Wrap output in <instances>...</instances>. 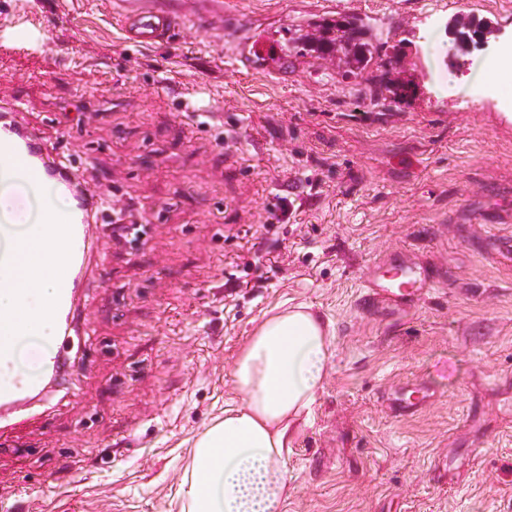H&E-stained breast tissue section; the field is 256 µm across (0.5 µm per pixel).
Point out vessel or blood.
Wrapping results in <instances>:
<instances>
[{"mask_svg": "<svg viewBox=\"0 0 512 512\" xmlns=\"http://www.w3.org/2000/svg\"><path fill=\"white\" fill-rule=\"evenodd\" d=\"M126 34L135 44H163L171 40L179 29L177 17L154 8L135 9L123 16ZM0 164L19 166L29 187L37 189L54 183L59 192L71 195L72 207L54 218L51 230L63 236L69 248L60 260L61 275L57 276L58 294L55 305L56 320L60 328L72 329L80 319L77 305L80 280L75 275L83 266L90 249L87 234V216L95 206L94 197L77 192L70 175L50 153L32 130L18 124L11 115L0 118ZM433 277L409 260L398 262L395 268L370 270L365 277L364 307L382 302L402 305L419 299L423 292L433 288ZM41 389L37 378L18 380L0 377V409L15 406L25 395Z\"/></svg>", "mask_w": 512, "mask_h": 512, "instance_id": "vessel-or-blood-1", "label": "vessel or blood"}]
</instances>
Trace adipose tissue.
<instances>
[{
    "instance_id": "adipose-tissue-1",
    "label": "adipose tissue",
    "mask_w": 512,
    "mask_h": 512,
    "mask_svg": "<svg viewBox=\"0 0 512 512\" xmlns=\"http://www.w3.org/2000/svg\"><path fill=\"white\" fill-rule=\"evenodd\" d=\"M50 215L27 225L25 262L0 255V310L19 313V326L0 324V335L54 333L53 268L64 239H46ZM332 323L311 306L291 305L263 316L242 346L235 378L240 406L225 409L196 440L181 488V512H270L288 497L286 455L296 424L310 415L331 356Z\"/></svg>"
}]
</instances>
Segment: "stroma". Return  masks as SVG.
<instances>
[{"instance_id": "obj_1", "label": "stroma", "mask_w": 512, "mask_h": 512, "mask_svg": "<svg viewBox=\"0 0 512 512\" xmlns=\"http://www.w3.org/2000/svg\"><path fill=\"white\" fill-rule=\"evenodd\" d=\"M158 2L181 26L140 47L118 25L137 0H0V95L109 201L71 383L11 432L0 512H180L195 439L241 400L240 348L288 303L334 337L280 512H512V101L471 77L512 43V0ZM437 11L498 33L427 57ZM344 14L383 38L406 95L371 97L335 60L283 65L286 41ZM24 27L38 51L17 48ZM123 211L139 244L106 229ZM402 252L434 288L363 309L369 267ZM408 385L429 397L401 415Z\"/></svg>"}]
</instances>
